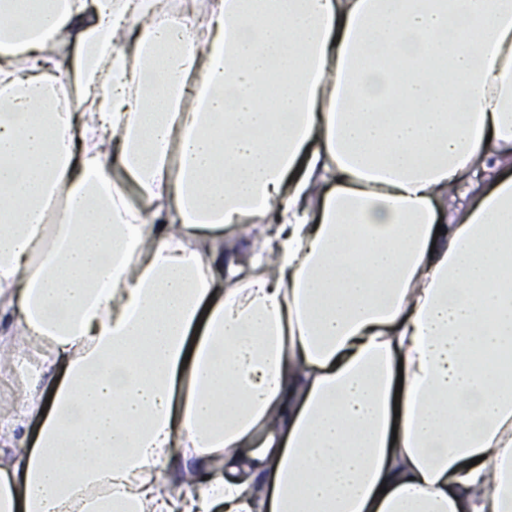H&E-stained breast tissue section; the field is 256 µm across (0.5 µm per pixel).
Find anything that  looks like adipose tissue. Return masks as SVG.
I'll list each match as a JSON object with an SVG mask.
<instances>
[{
	"label": "adipose tissue",
	"mask_w": 512,
	"mask_h": 512,
	"mask_svg": "<svg viewBox=\"0 0 512 512\" xmlns=\"http://www.w3.org/2000/svg\"><path fill=\"white\" fill-rule=\"evenodd\" d=\"M1 318L0 512H512V0H0Z\"/></svg>",
	"instance_id": "1"
}]
</instances>
